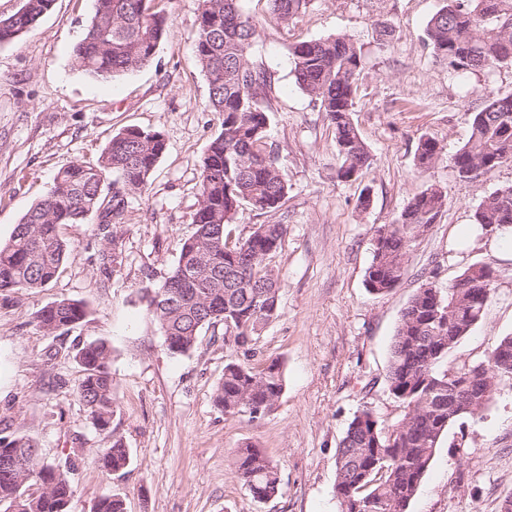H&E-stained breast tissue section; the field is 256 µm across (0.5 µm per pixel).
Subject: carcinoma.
I'll list each match as a JSON object with an SVG mask.
<instances>
[{"mask_svg": "<svg viewBox=\"0 0 512 512\" xmlns=\"http://www.w3.org/2000/svg\"><path fill=\"white\" fill-rule=\"evenodd\" d=\"M55 0H22L17 12L0 18V43L12 42L50 12ZM154 0H95V15L74 49L79 68L101 78L148 65L166 34V18L153 10ZM281 22L299 13L306 0H271ZM257 24L244 14L241 0H199L195 52L205 74L208 107L223 116L200 165L195 232L180 243L176 263L141 296L159 323L168 351L182 355L194 348L205 326L224 325V335L244 357L254 353L261 330L278 316V277L272 259L287 233L285 224H261L246 239L229 243L230 226L242 203L263 213L279 210L287 195L279 153L267 141L265 106L268 76L249 60ZM433 57L452 72L512 65V0H448L427 23ZM299 88L327 114L334 129L341 165L336 176L351 180L368 168L367 146L353 124L362 55L350 38L303 40L293 48ZM165 151L158 131L122 129L112 136L95 162L78 161L61 169L47 194L21 217L10 239L0 244V295L37 291L58 274L69 253L60 234L65 224L94 216L106 241L100 268L111 271L123 241L129 196L147 190L151 172ZM439 143L419 139L415 160L421 167L436 162ZM454 168L479 170L486 176L512 163V95L494 98L475 113L468 142L452 158ZM447 207V195L430 187L414 196L394 224L378 228L374 255L365 272L366 288L382 295L401 282L410 244L422 227H430ZM475 224L512 232V186L500 188L479 203ZM474 285L445 288L426 279L402 310L390 349L386 376L389 393L408 409L402 421L383 433L372 409L363 407L349 423L336 448L338 512H407L436 449L449 428L477 414L463 395L485 394L489 403L498 381L512 378V335L502 337L484 362L448 367V355L483 318L493 295L489 277L495 269L478 263ZM85 303L63 299L37 311L36 326L46 336H60L87 316ZM511 363L503 367L499 354ZM82 377L77 394L92 424L109 427L112 394V349L91 341L77 350ZM281 364L231 361L217 386L214 405L229 418L250 422L270 413L283 391ZM109 473L124 471L128 449L119 440L96 452ZM235 473L255 499L278 494L277 466L259 448L235 450ZM42 483L35 496L29 487ZM74 493L68 472L42 458L24 435L0 434V512H67ZM93 512H124L115 495L100 498Z\"/></svg>", "mask_w": 512, "mask_h": 512, "instance_id": "carcinoma-1", "label": "carcinoma"}]
</instances>
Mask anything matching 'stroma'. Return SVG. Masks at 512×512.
Masks as SVG:
<instances>
[{
	"label": "stroma",
	"mask_w": 512,
	"mask_h": 512,
	"mask_svg": "<svg viewBox=\"0 0 512 512\" xmlns=\"http://www.w3.org/2000/svg\"><path fill=\"white\" fill-rule=\"evenodd\" d=\"M167 34L150 65L101 79L79 69L74 48L95 0H56L19 39L0 44V241L49 190L57 172L97 158L126 127L160 131L166 150L145 193L133 196L120 230V267L104 276L96 221L67 224L70 245L56 278L36 292L0 295V430L29 437L51 462L75 466L68 512H92L117 495L125 512H337L336 447L355 413L371 406L392 428L405 409L386 385L390 346L408 300L429 274L440 285L475 262L497 268L482 320L448 358L452 367L487 359L512 333V242L473 228L479 202L512 186V163L488 176L459 178L452 156L468 141L486 101L512 95V66L450 73L425 43V28L444 0H309L289 25L269 0H242L259 24L250 62L270 78L267 136L279 152L287 199L279 212L241 206L232 237L282 222L288 233L273 265L279 315L266 325L253 364L283 365L276 408L256 422L225 417L213 403L235 351L223 327L203 328L196 346L170 354L139 295L150 272L166 273L190 236L198 207L201 160L222 118L208 106L197 62L198 0H155ZM387 25L388 40L379 27ZM349 37L364 58L351 118L371 165L341 181L333 128L295 83L293 47L302 40ZM443 148L427 169L415 165L420 137ZM441 187L448 206L416 237L401 283L381 296L364 281L376 230L395 223L408 201ZM368 206H361L362 196ZM62 299L83 301L88 315L62 336L44 335L35 312ZM93 340L112 349L114 413L96 428L77 396L76 350ZM122 441L123 476L107 474L98 449ZM250 444L278 466L280 489L254 499L234 469V451ZM512 499V380L477 415L453 425L408 512H503Z\"/></svg>",
	"instance_id": "35a3bbf8"
}]
</instances>
